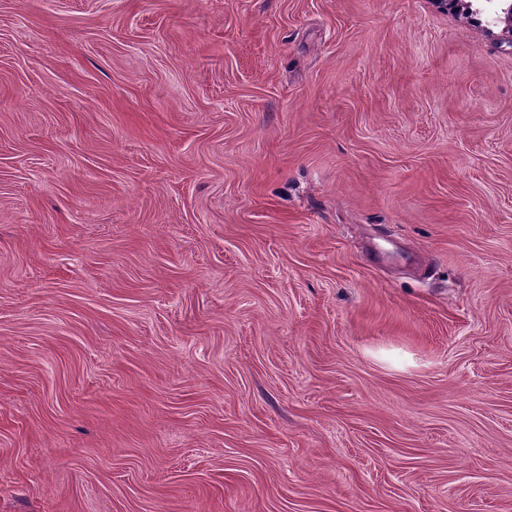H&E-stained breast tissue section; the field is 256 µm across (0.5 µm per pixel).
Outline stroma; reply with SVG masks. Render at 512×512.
Masks as SVG:
<instances>
[{
	"label": "stroma",
	"instance_id": "obj_1",
	"mask_svg": "<svg viewBox=\"0 0 512 512\" xmlns=\"http://www.w3.org/2000/svg\"><path fill=\"white\" fill-rule=\"evenodd\" d=\"M504 28L0 0V512H512Z\"/></svg>",
	"mask_w": 512,
	"mask_h": 512
}]
</instances>
